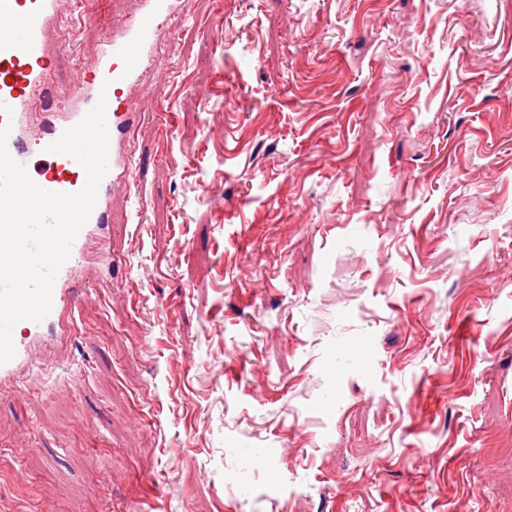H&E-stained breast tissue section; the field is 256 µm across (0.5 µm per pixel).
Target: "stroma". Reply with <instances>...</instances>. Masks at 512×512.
<instances>
[{"mask_svg":"<svg viewBox=\"0 0 512 512\" xmlns=\"http://www.w3.org/2000/svg\"><path fill=\"white\" fill-rule=\"evenodd\" d=\"M138 98L0 512H512V0H187Z\"/></svg>","mask_w":512,"mask_h":512,"instance_id":"1","label":"stroma"}]
</instances>
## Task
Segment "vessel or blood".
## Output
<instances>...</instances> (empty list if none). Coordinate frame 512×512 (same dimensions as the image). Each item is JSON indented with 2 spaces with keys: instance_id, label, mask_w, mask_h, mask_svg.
Listing matches in <instances>:
<instances>
[{
  "instance_id": "vessel-or-blood-1",
  "label": "vessel or blood",
  "mask_w": 512,
  "mask_h": 512,
  "mask_svg": "<svg viewBox=\"0 0 512 512\" xmlns=\"http://www.w3.org/2000/svg\"><path fill=\"white\" fill-rule=\"evenodd\" d=\"M186 0H133L132 9L102 38L83 80L54 83L53 69L63 55V0H0V126L10 125L7 150L41 188L74 193L86 173L70 155L49 146L106 101L108 171L95 208L74 240L52 289V306L40 322L23 320L12 330L15 354L0 364V387H16L35 361L38 344L69 333L85 260L103 249L111 234V199L134 180L133 134L141 114L136 89L143 84L163 34L185 10Z\"/></svg>"
}]
</instances>
